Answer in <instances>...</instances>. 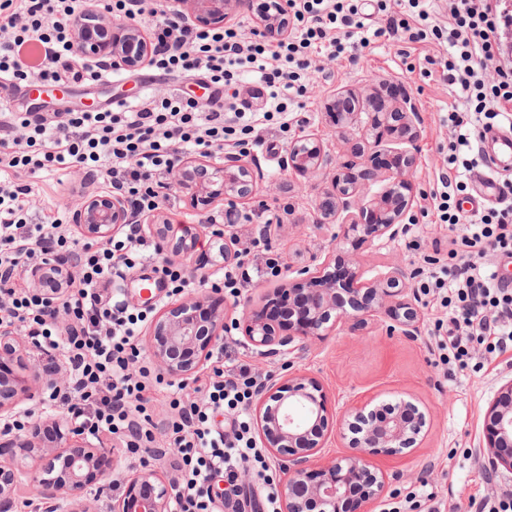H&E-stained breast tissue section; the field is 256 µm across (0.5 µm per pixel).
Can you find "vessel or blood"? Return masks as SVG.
<instances>
[{
    "instance_id": "b4317fda",
    "label": "vessel or blood",
    "mask_w": 512,
    "mask_h": 512,
    "mask_svg": "<svg viewBox=\"0 0 512 512\" xmlns=\"http://www.w3.org/2000/svg\"><path fill=\"white\" fill-rule=\"evenodd\" d=\"M481 151L487 168L474 176L475 192L466 201V207L471 211L495 202L498 177L512 175V129H495L486 133Z\"/></svg>"
}]
</instances>
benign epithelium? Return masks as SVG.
<instances>
[{
    "mask_svg": "<svg viewBox=\"0 0 512 512\" xmlns=\"http://www.w3.org/2000/svg\"><path fill=\"white\" fill-rule=\"evenodd\" d=\"M175 6L188 21L199 26L224 23L230 13L250 9V0H175ZM85 19L76 24L73 49L81 58L112 64L115 69H135L143 64L150 44L134 20L112 22L96 5L85 9ZM260 30L272 40L288 35L286 0H270L259 17ZM337 98L328 104L344 127H369L376 131L375 143L384 135L406 145L398 152L393 166L379 167L362 143L354 145L353 161H342L324 150L320 140L307 134L288 146L284 167L305 177L324 168L335 170L330 202L319 205L324 218L336 219L340 232L332 236L335 247L355 237L383 244L403 231V221L412 207L410 182L418 153V113L410 98L398 107H380L365 114L337 108ZM215 156L182 158L171 184L190 194L193 208H208L219 200L234 202L251 195L253 174L249 164L227 157L222 164ZM131 220L126 197L110 192L87 195L70 207V221L80 233L97 242H106ZM148 229L163 247L179 256L189 248L168 239L163 228ZM332 260L302 267L289 266L285 282L270 297H298L308 311L305 319L286 325L274 323L264 310L246 309L234 322L244 344L264 356L290 355L304 349L307 342L329 334L336 324L363 316H376L387 298L396 299L390 333L408 339L417 337V298L407 287V271L400 267L379 269L369 279L353 263L348 277L330 271ZM33 294L46 303L47 318L57 321L66 316L61 295L78 281L75 268L52 262L28 269ZM224 298L190 299L159 311L148 328L149 352L157 367L173 378L189 380L210 359L224 339ZM25 341L10 328L0 327V368L4 360L16 363L18 371L0 375V512H13L17 484L26 480L47 512H89L88 503L101 495L106 475L107 453L93 443L86 430L77 425L55 424L50 438L43 435L38 420L25 422L19 435L7 425L17 418L16 407L23 401L41 399L46 391L65 383L66 375L54 370L55 377L35 388L29 383ZM380 413L379 406L366 400L347 409L352 437L350 452L315 469L312 458L324 447L330 433L328 397L313 377L294 374L283 381H272L258 392L255 405L257 436L282 469L281 512H348L352 500L376 503L382 497L387 478L371 468V458L393 455L416 445L427 425L426 414L413 402L401 399ZM487 448L494 466L512 471V380L503 386L488 409L485 420ZM39 462L26 471L21 463ZM174 486L159 471L140 472L128 480L123 497L112 501L111 512H172Z\"/></svg>",
    "mask_w": 512,
    "mask_h": 512,
    "instance_id": "7a95c632",
    "label": "benign epithelium"
}]
</instances>
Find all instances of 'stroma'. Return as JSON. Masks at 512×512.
I'll return each instance as SVG.
<instances>
[{
	"label": "stroma",
	"instance_id": "35a3bbf8",
	"mask_svg": "<svg viewBox=\"0 0 512 512\" xmlns=\"http://www.w3.org/2000/svg\"><path fill=\"white\" fill-rule=\"evenodd\" d=\"M445 53V46L412 43L400 36L372 40L358 51L353 63L313 53L314 71L307 89L303 95L292 96L288 105L294 121L286 123L281 117H273L263 131L267 151L248 152L255 193L252 199L234 204L240 221L225 228L233 235L236 248H244L249 238L262 236L281 265L294 267L331 252L332 236L339 226L323 222L317 208L331 183V173L304 178L286 170L282 159L289 144L306 134H317L325 150L331 152H347L355 142L370 140L368 132L351 134L341 129L333 115L325 112L324 103L336 93L350 92L362 108L369 109L374 90L385 87L410 93L420 117L419 153L411 174L414 202L405 231L394 241L381 249L360 243L351 246L349 253L368 269L385 264L404 266L412 288L417 285L416 273L426 268L428 257L447 259V225L441 224L436 215L423 213L426 195L436 190L439 174L448 170L450 131L443 118L460 103L435 64ZM150 72L145 65L119 70L95 85L67 75L59 83L45 82L44 94L13 98L12 106L43 112L64 107L104 111L115 99L134 104L148 95H176L199 102L208 97L200 77L176 73L143 88L139 78ZM58 86L63 87V95L52 96V89ZM20 179L36 191L32 205V221L36 224L45 216L66 210L76 197L97 192L96 186L80 184L58 170L24 172ZM149 218L158 224L179 221L188 226L198 244L182 261L200 279L191 293L211 294V286L203 279L225 266L218 251L220 241L204 225L198 210L189 205L185 191L171 189L164 208L150 213ZM150 274L147 265L127 273L123 293L129 306L155 312L167 304L168 298L156 294ZM441 315V310L423 296L418 301L417 340L388 334L389 320L382 315L340 326L323 339L309 342L298 355L260 357L243 344L236 329L229 333L228 340L239 362L251 364L271 379L281 380L302 371L319 380L327 392L334 420H343L347 407L360 397L375 399L380 405L400 399L414 402L430 416L428 431L417 447L398 455L374 457L375 470L390 477L383 500L389 503L409 495L417 497L429 488L436 493L444 512H466L471 497L488 495L496 500L502 487L512 485L511 471L501 468L486 474L489 460L484 439L487 409L500 388L512 380V360L481 349L467 369L437 364L431 329Z\"/></svg>",
	"mask_w": 512,
	"mask_h": 512
}]
</instances>
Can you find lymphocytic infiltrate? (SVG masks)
I'll list each match as a JSON object with an SVG mask.
<instances>
[{"instance_id":"obj_1","label":"lymphocytic infiltrate","mask_w":512,"mask_h":512,"mask_svg":"<svg viewBox=\"0 0 512 512\" xmlns=\"http://www.w3.org/2000/svg\"><path fill=\"white\" fill-rule=\"evenodd\" d=\"M407 2L408 18L367 37L354 0H288L292 31L272 45L244 40L232 29L186 24L171 5L160 10L146 0H112L107 10L114 19L148 14L152 67L198 75L214 85L208 108L172 96L113 112H1L0 167L33 172L58 165L122 194L134 214L149 213L162 205L161 178L178 163L183 146L205 155L237 133L249 136L254 146L263 145L258 121H245L244 110L223 94L242 70H257L267 92L264 112L284 113L289 93L304 89L312 51L337 59L368 46L371 38L401 32L413 43L447 42L442 78L457 88L466 109L448 114V172L439 176L440 188L431 195L440 220L453 233L449 261L427 276L423 289L437 297L447 314L433 330L440 361L466 364L476 346L489 340L506 353L512 350V289L500 283L487 256L512 258V181L502 180L497 202L473 219L464 218L455 204L465 186L462 174L483 161L479 143L484 131L512 123V66L499 61L502 15L495 0H448L450 25L444 28L430 24L428 0ZM83 7L84 0H0V77L58 78L68 64L74 23ZM31 45L41 55L34 66L23 54ZM32 194L31 186L0 178V326L24 332L44 350L62 352L68 385L53 394V401L89 430L122 437L131 454L147 452L155 437L145 393L163 379L151 377L138 363L143 312L108 293L145 260L139 226L130 223L124 240L110 246L71 250L60 231L61 218L29 223ZM64 252L80 267L82 279L64 303L72 321L62 331L45 319L36 296L10 287L9 280L20 262L36 265ZM231 354V347L220 348L199 399L170 402L175 415L168 430L184 479L176 512H277L267 471L259 473L260 493L237 483L241 467L262 460L246 418L261 378L252 368L231 363ZM221 410L229 419L220 427L213 415ZM219 477L226 482L221 493L215 489Z\"/></svg>"}]
</instances>
